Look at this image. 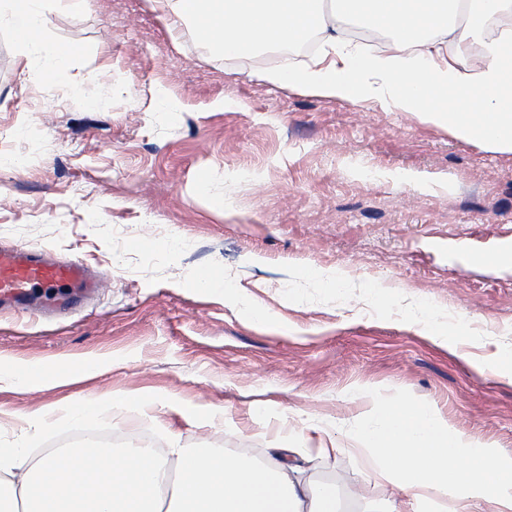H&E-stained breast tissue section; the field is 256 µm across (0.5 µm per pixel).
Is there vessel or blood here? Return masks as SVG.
Returning <instances> with one entry per match:
<instances>
[{
  "instance_id": "1",
  "label": "vessel or blood",
  "mask_w": 512,
  "mask_h": 512,
  "mask_svg": "<svg viewBox=\"0 0 512 512\" xmlns=\"http://www.w3.org/2000/svg\"><path fill=\"white\" fill-rule=\"evenodd\" d=\"M103 286L78 260L56 261L40 250L0 248V305L27 310L38 295L55 309H68L98 294Z\"/></svg>"
}]
</instances>
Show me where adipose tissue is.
<instances>
[{
    "instance_id": "adipose-tissue-1",
    "label": "adipose tissue",
    "mask_w": 512,
    "mask_h": 512,
    "mask_svg": "<svg viewBox=\"0 0 512 512\" xmlns=\"http://www.w3.org/2000/svg\"><path fill=\"white\" fill-rule=\"evenodd\" d=\"M153 0L165 14L191 22L197 35L227 57L281 47L320 34L321 57L288 69H268L262 80L348 103L417 112L456 138L512 152V0ZM13 23L26 63L58 67L68 49L50 44L46 0H0ZM499 18L495 37L477 58L460 62L451 47L465 43L477 23ZM387 35L375 54L351 49L350 24ZM75 372L0 366V383L51 388ZM361 450L383 459L403 493L429 490L440 497L481 495L512 512V464L488 448L463 444L432 410L399 404L380 425L362 431ZM179 481L171 497L159 488L170 470L144 448H62L30 459L16 445H0V512H334L325 496L310 493L295 468L280 458L257 465L221 450L176 449Z\"/></svg>"
}]
</instances>
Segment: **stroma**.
Segmentation results:
<instances>
[{"mask_svg": "<svg viewBox=\"0 0 512 512\" xmlns=\"http://www.w3.org/2000/svg\"><path fill=\"white\" fill-rule=\"evenodd\" d=\"M67 64L27 75L0 21V247L51 250L107 281L74 313L0 312V363L113 367L73 384L0 385V442L66 447L65 406H103L122 446L308 448L304 477L340 512H396L356 454L377 410L436 411L463 443L512 462V153L386 112L259 80L308 62L227 58L151 0H55ZM168 103H156L158 93ZM414 172L424 191L396 184ZM220 272L223 292L195 287ZM269 315L257 325L254 309ZM445 333L433 336L430 323ZM149 395V411L111 406ZM46 409L51 430L24 414ZM336 443L327 456L321 444Z\"/></svg>", "mask_w": 512, "mask_h": 512, "instance_id": "1", "label": "stroma"}]
</instances>
